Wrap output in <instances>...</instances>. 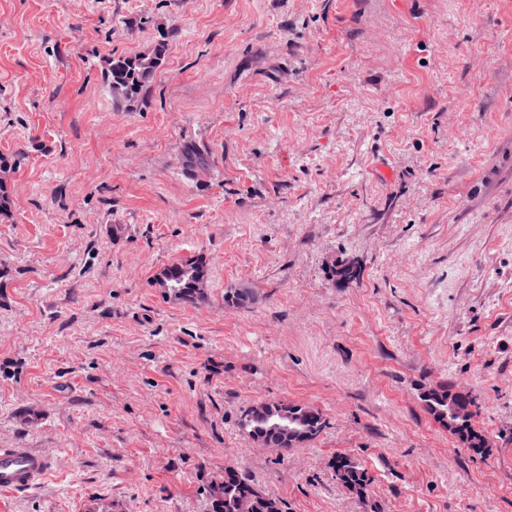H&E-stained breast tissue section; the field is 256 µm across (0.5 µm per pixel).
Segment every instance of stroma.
<instances>
[{"label":"stroma","mask_w":512,"mask_h":512,"mask_svg":"<svg viewBox=\"0 0 512 512\" xmlns=\"http://www.w3.org/2000/svg\"><path fill=\"white\" fill-rule=\"evenodd\" d=\"M0 160V448L55 462L0 512H210L228 467L284 512H512V0H0ZM197 255L196 304L155 287ZM279 400L326 420L282 459L241 426ZM165 54V45H158L151 54L112 59L106 74L112 94L127 99L138 94L143 84L160 65ZM423 407L442 427L457 436L459 440L473 451L483 448V438L472 425L473 412L461 416L457 410L470 404L476 407L475 399L467 393L453 391L447 384L423 391L421 394ZM339 467L335 466V476L339 482L346 486L350 491L355 485H368V477L366 472L362 470L358 464L346 457H338Z\"/></svg>","instance_id":"stroma-1"}]
</instances>
